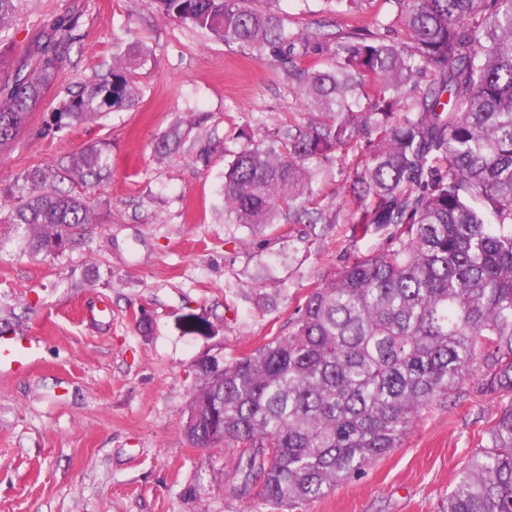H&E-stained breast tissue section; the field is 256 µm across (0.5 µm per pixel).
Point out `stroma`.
Returning a JSON list of instances; mask_svg holds the SVG:
<instances>
[{"instance_id": "obj_1", "label": "stroma", "mask_w": 512, "mask_h": 512, "mask_svg": "<svg viewBox=\"0 0 512 512\" xmlns=\"http://www.w3.org/2000/svg\"><path fill=\"white\" fill-rule=\"evenodd\" d=\"M0 46V79L33 38L78 16L63 71L14 143L0 151V209L35 167L57 168L108 145L112 178L96 194L87 241L52 258L23 245L0 252V336L31 342L38 363L0 375V512H270L259 486L233 493L232 448L185 438L202 357L246 354L287 332L315 287L335 279L382 237H352L346 179L353 155L325 164L313 203L327 224H274L253 233L224 221L221 186L236 134L306 126L314 117L287 67L211 40L153 0H17ZM296 31L335 42L370 30L408 42L395 0H260ZM140 43L150 60L133 81L137 103L61 131L44 124L72 92L108 75ZM179 126L167 154L157 136ZM502 406L467 381L414 420L400 448L294 512H436Z\"/></svg>"}]
</instances>
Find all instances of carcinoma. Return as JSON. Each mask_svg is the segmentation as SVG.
Here are the masks:
<instances>
[{
    "label": "carcinoma",
    "mask_w": 512,
    "mask_h": 512,
    "mask_svg": "<svg viewBox=\"0 0 512 512\" xmlns=\"http://www.w3.org/2000/svg\"><path fill=\"white\" fill-rule=\"evenodd\" d=\"M263 61L321 48L288 16L246 0H155ZM411 44L357 33L332 62L289 73L321 120L232 151L224 221L261 230L280 219L325 224L309 207L323 164L353 152V237L386 246L355 255L313 289L288 332L216 372L193 369L183 433L193 446L235 448V489L261 486L274 509L318 499L400 447L437 398L477 377L508 399L471 453L440 512H512V0H395ZM70 18L31 43L0 82V149L56 83L75 39ZM149 55L132 43L111 77L94 78L51 114L46 130L131 107L132 74ZM179 127L160 153L178 148ZM65 170L88 189L112 176L109 150L89 146ZM34 168L26 197L3 219L29 252L57 257L83 244L91 196Z\"/></svg>",
    "instance_id": "obj_1"
}]
</instances>
